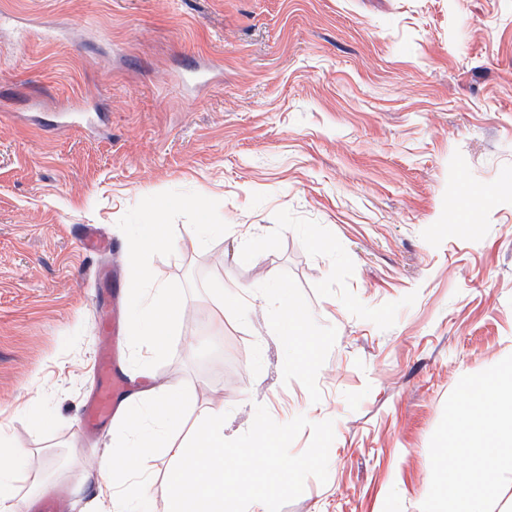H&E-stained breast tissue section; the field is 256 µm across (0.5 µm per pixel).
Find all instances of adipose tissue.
I'll return each mask as SVG.
<instances>
[{"label":"adipose tissue","instance_id":"ef3b65f1","mask_svg":"<svg viewBox=\"0 0 512 512\" xmlns=\"http://www.w3.org/2000/svg\"><path fill=\"white\" fill-rule=\"evenodd\" d=\"M130 284L135 297V318L129 329L133 347L145 361L165 353L167 331L184 312L178 293L152 281L148 269L134 263ZM265 298L279 315L280 330L291 346V364L303 368L313 349L306 341L307 318L290 301L285 288H267ZM189 397L176 384H156L136 394L112 432V453L100 462L97 486L110 512H147L155 485L154 473L142 460L162 450L170 461L165 481L171 491L170 512H260L262 504L288 486L292 466L274 454L280 440L275 431L262 428L248 451L224 445V408L199 411L187 442L171 440L181 426ZM29 449L11 445L0 430V512H19L13 492L25 474L20 466Z\"/></svg>","mask_w":512,"mask_h":512}]
</instances>
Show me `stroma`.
Wrapping results in <instances>:
<instances>
[{
  "label": "stroma",
  "mask_w": 512,
  "mask_h": 512,
  "mask_svg": "<svg viewBox=\"0 0 512 512\" xmlns=\"http://www.w3.org/2000/svg\"><path fill=\"white\" fill-rule=\"evenodd\" d=\"M203 209L224 232L196 248ZM155 223L185 312L145 372L223 405L225 444L285 434L266 512H420L447 397L512 354V0H0V426L61 512L105 510L114 423L81 410ZM265 298L275 306L279 315L280 330L291 346V364L294 368H303L313 349L311 341H303L306 333L307 318L290 301L288 292L281 286L274 285L265 289Z\"/></svg>",
  "instance_id": "35a3bbf8"
}]
</instances>
